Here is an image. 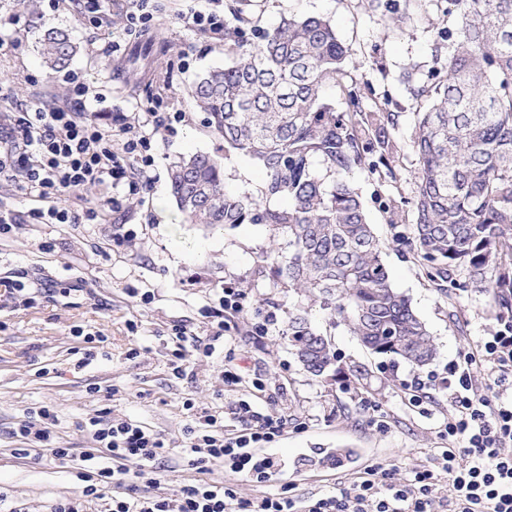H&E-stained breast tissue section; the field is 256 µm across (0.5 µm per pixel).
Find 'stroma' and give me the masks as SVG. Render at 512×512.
Masks as SVG:
<instances>
[{
	"instance_id": "obj_1",
	"label": "stroma",
	"mask_w": 512,
	"mask_h": 512,
	"mask_svg": "<svg viewBox=\"0 0 512 512\" xmlns=\"http://www.w3.org/2000/svg\"><path fill=\"white\" fill-rule=\"evenodd\" d=\"M185 7L184 0H149L147 10L161 24L141 33L128 21L136 0H104L93 13L73 0H59L53 9L38 0L32 12L15 0H0V37L20 42L12 56L0 58V70L12 74L14 86L13 97L0 100V138L8 135L14 115L34 103L69 104L65 75L47 77L41 65L37 46L48 26L67 29L82 46L70 72L91 87L83 111L108 123L113 115L142 112L161 100L168 112L182 115L149 131L154 163L146 189L100 223H26L32 201L15 196L10 180L0 176V207L21 220L0 234V279L41 278L59 286L54 293L32 291L26 306L14 304L0 286V490L27 503L30 512H45L48 501L79 491L71 466L50 452L26 459L11 454L19 445L14 430L41 406L58 417L55 444L61 448H86L85 425L101 413L160 433L170 452L159 462V482L138 479L134 485L138 494L172 498L197 477L185 451L188 401L196 410L221 413L250 399L285 418L273 444L283 467L266 487L239 483L246 498L285 490L299 498L319 496L371 463L430 464L435 450L447 444L439 429L447 392L433 386L413 402L410 366L367 350L318 299L280 283L263 262L272 244L266 225L183 223L168 180L178 157L224 154L226 188L252 197L266 179L249 157L225 152L188 93L197 74L230 57L223 35L179 22ZM211 8L228 23L241 10L261 29L285 17L318 15L334 25L350 55L346 78L326 87L327 98L346 110L345 88L354 81L366 111L392 115L389 167L357 166L349 179L384 245L382 259L394 286L410 298L438 346L433 370L462 361L498 329L490 295L479 288L441 294L427 277L426 262L397 241L414 222V114L427 103L422 89L447 58L443 33L456 28L455 15L447 13L444 0H213ZM384 200L390 210L381 208ZM228 283L244 291L247 309L235 317L232 333L214 342L206 311L217 306ZM299 310L331 341L344 375L313 377L290 353L285 331ZM258 322L267 334L252 335ZM181 327L187 330V361L178 377L170 361ZM85 333L106 337L107 354L82 367ZM199 341L214 342L212 356L196 352ZM227 368L246 370L261 379V388L225 386ZM343 446L353 448V456L341 469H328L329 449Z\"/></svg>"
}]
</instances>
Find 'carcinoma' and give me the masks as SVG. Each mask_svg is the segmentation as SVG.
<instances>
[{
    "instance_id": "cac0c4a2",
    "label": "carcinoma",
    "mask_w": 512,
    "mask_h": 512,
    "mask_svg": "<svg viewBox=\"0 0 512 512\" xmlns=\"http://www.w3.org/2000/svg\"><path fill=\"white\" fill-rule=\"evenodd\" d=\"M457 17L444 33L452 51L431 75L432 102L417 113L413 149L420 166L415 222L407 244L431 263L440 289L485 288L498 322H512V0H446ZM224 26L230 62L195 80L191 95L210 132L266 173L270 206L224 187L222 157L195 153L171 167L170 188L190 224H265L286 238L265 262L288 287L336 311L373 352L421 370L437 349L409 298L391 282L381 246L348 174L388 145L373 128L355 86L348 110L323 95L345 75L349 48L319 16L288 18L272 29ZM78 46L50 27L40 41L45 67H68ZM467 278L460 280L457 272ZM288 345L312 376L339 373L330 342L301 312L288 319Z\"/></svg>"
}]
</instances>
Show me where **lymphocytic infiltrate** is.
Returning <instances> with one entry per match:
<instances>
[{
  "label": "lymphocytic infiltrate",
  "mask_w": 512,
  "mask_h": 512,
  "mask_svg": "<svg viewBox=\"0 0 512 512\" xmlns=\"http://www.w3.org/2000/svg\"><path fill=\"white\" fill-rule=\"evenodd\" d=\"M157 108L135 113L108 127L96 116L33 104L16 117L9 141L0 146V175L10 178L14 191L34 201L28 213L34 224H91L105 212L119 209L123 196L139 194L153 163L147 127L164 125ZM124 141L115 153V138ZM87 185L103 187L97 204L75 211L67 196ZM483 361L489 371L512 373V324L484 340L478 354L449 364L437 377L451 408L441 423L447 447L437 449L432 465L407 469L394 481L391 469L366 466L347 486L320 497L300 499L266 494L244 499L237 480L266 485L280 464L267 447L282 436L284 422L251 400L230 408L236 429H226L220 414L193 417L186 428L187 453L199 477L185 485L177 498L163 495L124 496L136 479L152 478L155 463L166 457L164 438L142 423L90 418V446L77 477L81 495L61 499L48 512H82L83 501L115 489L108 512H512V400L499 393L479 395L473 389L471 367ZM57 417L49 408L18 428L24 447L16 458L47 449L61 462L73 461L71 449L54 446ZM108 456V464L94 460ZM223 464L230 479L212 476ZM451 495H443L444 484Z\"/></svg>",
  "instance_id": "lymphocytic-infiltrate-1"
}]
</instances>
